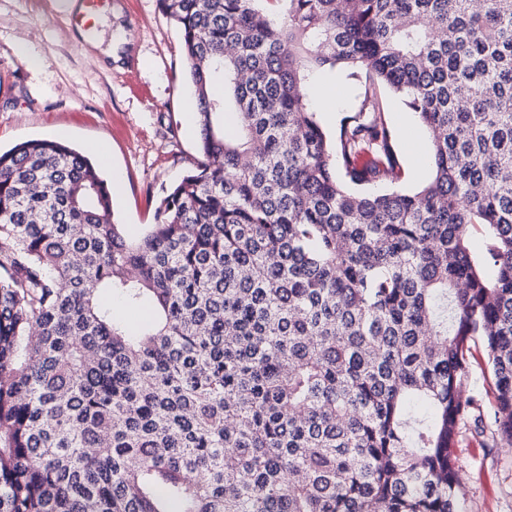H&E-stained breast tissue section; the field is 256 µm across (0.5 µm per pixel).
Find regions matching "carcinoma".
I'll list each match as a JSON object with an SVG mask.
<instances>
[{"mask_svg": "<svg viewBox=\"0 0 512 512\" xmlns=\"http://www.w3.org/2000/svg\"><path fill=\"white\" fill-rule=\"evenodd\" d=\"M261 2L158 0L201 159L139 236L84 152H0V512H459L475 340L512 447V0ZM384 88L431 142L415 191ZM315 82L336 86V88H342L345 91L343 96L339 98L337 104H335L332 113L322 112L314 102L323 125L331 131L340 122L342 117L345 116L353 107L354 96L356 93V81L348 79L345 74H326L317 77ZM336 88H328L324 86L314 88L313 97L324 103L326 106H331L334 104L340 93V90Z\"/></svg>", "mask_w": 512, "mask_h": 512, "instance_id": "carcinoma-1", "label": "carcinoma"}]
</instances>
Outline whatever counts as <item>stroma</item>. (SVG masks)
I'll return each instance as SVG.
<instances>
[{
  "instance_id": "obj_1",
  "label": "stroma",
  "mask_w": 512,
  "mask_h": 512,
  "mask_svg": "<svg viewBox=\"0 0 512 512\" xmlns=\"http://www.w3.org/2000/svg\"><path fill=\"white\" fill-rule=\"evenodd\" d=\"M66 16L65 0H0V149L35 138L76 149L100 144L103 177L122 173L112 186L114 219L134 234L153 223L163 192L199 157L180 34L156 0H112L91 39L74 32ZM385 102L401 170L397 185L416 189L432 170L413 163L404 134L413 113L399 95L386 93ZM412 126L430 153L426 131ZM492 386L485 352L473 346L465 391L480 401L487 421ZM454 457L464 483L460 512H512V449L497 447L470 422L455 440Z\"/></svg>"
}]
</instances>
